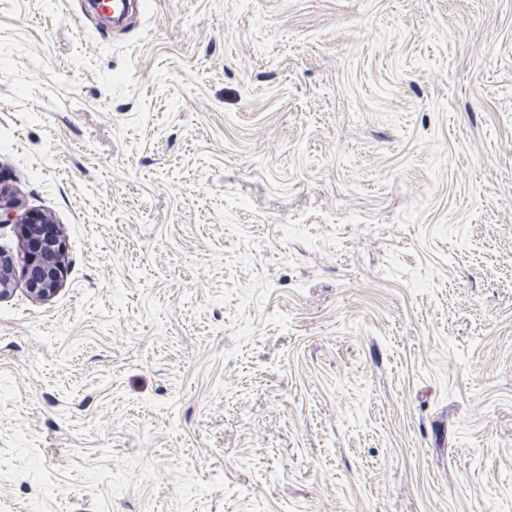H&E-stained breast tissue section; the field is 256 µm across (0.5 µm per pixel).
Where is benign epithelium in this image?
I'll list each match as a JSON object with an SVG mask.
<instances>
[{
	"label": "benign epithelium",
	"instance_id": "7a95c632",
	"mask_svg": "<svg viewBox=\"0 0 512 512\" xmlns=\"http://www.w3.org/2000/svg\"><path fill=\"white\" fill-rule=\"evenodd\" d=\"M8 188L0 187V224H16L25 240L35 241L39 249L28 255V263L35 267V274L28 278L30 292L38 298H48L58 289L63 270V251L58 239L44 235V225L52 220L44 213L31 211L19 215L3 203ZM13 263L0 253V298L8 295L12 287Z\"/></svg>",
	"mask_w": 512,
	"mask_h": 512
}]
</instances>
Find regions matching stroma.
Segmentation results:
<instances>
[{
  "label": "stroma",
  "mask_w": 512,
  "mask_h": 512,
  "mask_svg": "<svg viewBox=\"0 0 512 512\" xmlns=\"http://www.w3.org/2000/svg\"><path fill=\"white\" fill-rule=\"evenodd\" d=\"M0 512H512V0H0ZM8 188L0 185V224H17L30 245L37 242L39 249L28 255V263L35 267V274L28 278L30 292L38 298H48L58 289L63 270V251L58 239L44 236V224L53 221L42 212L31 211L19 215L2 203Z\"/></svg>",
  "instance_id": "obj_1"
}]
</instances>
